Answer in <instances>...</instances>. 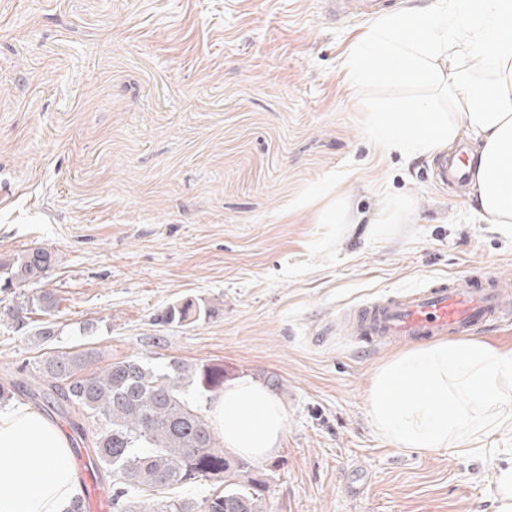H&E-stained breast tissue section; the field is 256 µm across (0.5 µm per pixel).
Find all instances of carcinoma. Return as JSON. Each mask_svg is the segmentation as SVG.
I'll return each mask as SVG.
<instances>
[{
  "label": "carcinoma",
  "instance_id": "cac0c4a2",
  "mask_svg": "<svg viewBox=\"0 0 512 512\" xmlns=\"http://www.w3.org/2000/svg\"><path fill=\"white\" fill-rule=\"evenodd\" d=\"M56 255L36 248L12 261H0L3 287L36 283L55 264ZM57 308L50 292H41L8 309L18 329L33 312ZM203 313L194 302L169 307L161 322L198 321ZM82 358L54 351L41 360L40 376L0 383V405L19 394L34 404L69 420L96 461L99 480L112 487V508L117 512H263L251 466L230 459L216 446L202 409L185 397L198 382L206 392L224 386V367L200 370L174 361L158 371L137 358L110 364L101 372L80 373ZM217 481L200 503L174 499L163 507L132 509L131 498L141 491L173 485Z\"/></svg>",
  "mask_w": 512,
  "mask_h": 512
}]
</instances>
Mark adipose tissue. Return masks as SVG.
I'll list each match as a JSON object with an SVG mask.
<instances>
[{
  "mask_svg": "<svg viewBox=\"0 0 512 512\" xmlns=\"http://www.w3.org/2000/svg\"><path fill=\"white\" fill-rule=\"evenodd\" d=\"M493 64L478 79L465 63ZM348 76L410 87L397 105L369 106L370 136L407 156L433 155L462 133L482 218L512 224V0H441L377 19L343 63ZM447 111H440L439 102ZM512 351L472 340L431 341L399 353L373 375L368 393L374 428L400 449L453 455L472 436L486 443L512 434ZM208 421L232 451L261 460L279 445L285 410L266 386L247 379L227 386ZM80 483L67 435L29 405L0 408V512H65Z\"/></svg>",
  "mask_w": 512,
  "mask_h": 512,
  "instance_id": "ef3b65f1",
  "label": "adipose tissue"
}]
</instances>
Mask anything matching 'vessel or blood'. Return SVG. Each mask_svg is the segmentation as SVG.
Listing matches in <instances>:
<instances>
[{
    "instance_id": "obj_1",
    "label": "vessel or blood",
    "mask_w": 512,
    "mask_h": 512,
    "mask_svg": "<svg viewBox=\"0 0 512 512\" xmlns=\"http://www.w3.org/2000/svg\"><path fill=\"white\" fill-rule=\"evenodd\" d=\"M329 17L364 16L374 13L378 0H322ZM440 183L464 184L470 173L463 155L440 157ZM512 316V278L496 270L476 269L473 273L446 280H432L422 287L382 297L356 306L349 314L353 335L366 343L395 340L415 341L470 336ZM112 501L106 486H86V512H109Z\"/></svg>"
}]
</instances>
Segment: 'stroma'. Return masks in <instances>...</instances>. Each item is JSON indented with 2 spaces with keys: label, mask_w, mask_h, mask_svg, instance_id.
Masks as SVG:
<instances>
[{
  "label": "stroma",
  "mask_w": 512,
  "mask_h": 512,
  "mask_svg": "<svg viewBox=\"0 0 512 512\" xmlns=\"http://www.w3.org/2000/svg\"><path fill=\"white\" fill-rule=\"evenodd\" d=\"M369 26L321 0H0V259L55 251L23 291L58 302L20 330L0 321V382L52 351L97 371L220 365L286 409L252 465L264 512H496L512 439L397 449L367 394L406 346L343 331L344 309L432 278L488 262L512 276V224L437 186L431 157L371 139V99L406 92L346 82ZM341 207L351 223H328ZM187 300L207 315L160 322Z\"/></svg>",
  "instance_id": "stroma-1"
}]
</instances>
